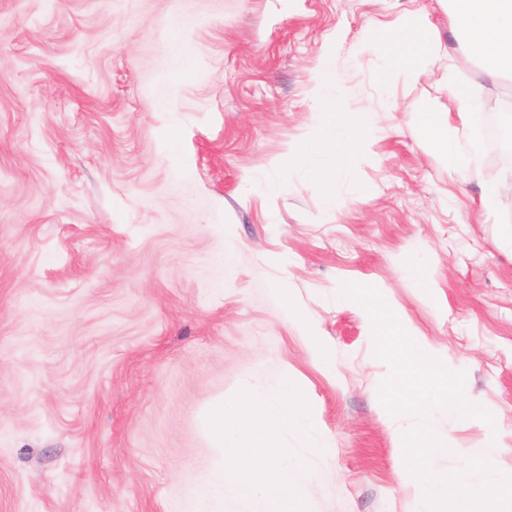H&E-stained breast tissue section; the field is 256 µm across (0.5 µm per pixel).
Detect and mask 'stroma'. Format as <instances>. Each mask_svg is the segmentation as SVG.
I'll use <instances>...</instances> for the list:
<instances>
[{
	"label": "stroma",
	"mask_w": 512,
	"mask_h": 512,
	"mask_svg": "<svg viewBox=\"0 0 512 512\" xmlns=\"http://www.w3.org/2000/svg\"><path fill=\"white\" fill-rule=\"evenodd\" d=\"M424 13L443 52L383 88L351 46ZM328 54L335 107L379 115L331 214L285 161ZM464 55L436 0H0V512H208L206 475L237 479L208 411L286 380L320 434L279 432L295 512H416L399 469L423 432L453 443L430 474L512 512V207L480 206L512 165L475 115L460 139L478 161L449 175L408 112L452 87L512 103V78ZM351 286L377 289L482 415L387 403L368 312L336 298Z\"/></svg>",
	"instance_id": "35a3bbf8"
}]
</instances>
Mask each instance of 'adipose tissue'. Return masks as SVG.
<instances>
[{"label":"adipose tissue","mask_w":512,"mask_h":512,"mask_svg":"<svg viewBox=\"0 0 512 512\" xmlns=\"http://www.w3.org/2000/svg\"><path fill=\"white\" fill-rule=\"evenodd\" d=\"M451 2L448 21L468 54L483 62L486 79L495 82L511 74L512 0ZM356 49L380 57L381 79L386 82L396 69L413 74L418 64L440 54L443 47L432 23L410 26L401 22L387 37L359 42ZM452 98L455 107L450 112L414 104L413 123L422 143L447 163L449 171L458 173L475 162L478 151L476 146L465 147L459 141L458 126L468 123L470 106L463 93H453ZM376 129V120L369 114L321 106L312 125L289 147L286 160L305 167L310 175L328 184L324 207L329 211L340 209L342 201L331 189L336 173L366 159L367 144ZM343 296L368 305L376 332L375 350L396 365L388 395L405 391L419 410L444 404L449 413H456V406L447 403L456 377L430 345L410 331L395 309L377 306L373 291L348 288ZM283 427L305 434L314 430L312 413L299 387L292 383L283 386L280 400L273 403L247 390L210 410L207 430L238 470L237 483L229 493L224 490L222 471L211 474L215 512H224L228 497L247 505L250 512H291L296 487L287 463L277 454L278 431ZM449 446V441L422 435L411 451V465L402 469L403 476L422 479L420 512H443L450 502L455 503L456 512H490L483 484L461 483L452 471L429 475L432 459L446 453Z\"/></svg>","instance_id":"obj_1"}]
</instances>
